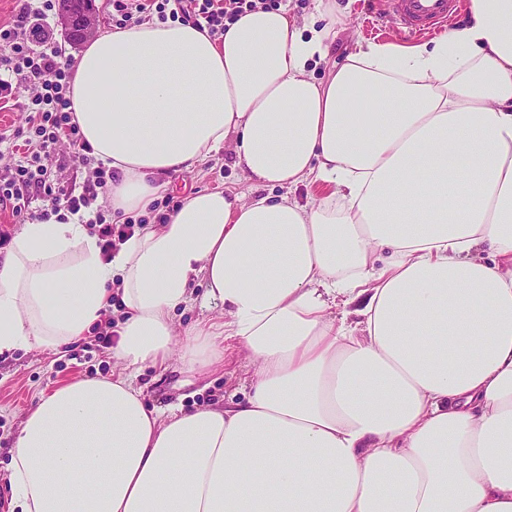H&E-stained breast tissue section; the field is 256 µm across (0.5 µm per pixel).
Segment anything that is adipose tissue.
Listing matches in <instances>:
<instances>
[{"instance_id": "obj_1", "label": "adipose tissue", "mask_w": 512, "mask_h": 512, "mask_svg": "<svg viewBox=\"0 0 512 512\" xmlns=\"http://www.w3.org/2000/svg\"><path fill=\"white\" fill-rule=\"evenodd\" d=\"M467 11L339 65L330 0L257 7L220 39L153 18L86 44L73 118L120 174L114 222L227 144L249 189L183 197L108 262L74 220L15 234L0 356L83 339L113 283L124 310L118 371L25 414L11 512H512V0ZM200 283L224 318L176 340ZM221 339L253 368L245 401L145 403L141 369L177 345L206 369Z\"/></svg>"}]
</instances>
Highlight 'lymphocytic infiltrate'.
Returning <instances> with one entry per match:
<instances>
[{
    "mask_svg": "<svg viewBox=\"0 0 512 512\" xmlns=\"http://www.w3.org/2000/svg\"><path fill=\"white\" fill-rule=\"evenodd\" d=\"M256 6V0H112V26L116 29L155 15L206 26L211 35H223L229 23ZM53 0H18L10 25L0 26V98L31 90L23 103L25 128L1 133L0 144L23 139L24 156L0 174V208L21 221H39L56 215L75 217L89 225L98 238L103 258H111L117 242L142 229V222L112 221L111 211L99 200L112 190L115 171L93 161L92 149L71 116L70 87L73 60L50 44L43 33L53 15ZM69 144L73 159L92 168L83 186L51 182L45 163L61 144Z\"/></svg>",
    "mask_w": 512,
    "mask_h": 512,
    "instance_id": "1",
    "label": "lymphocytic infiltrate"
}]
</instances>
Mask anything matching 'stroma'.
<instances>
[{
    "instance_id": "stroma-1",
    "label": "stroma",
    "mask_w": 512,
    "mask_h": 512,
    "mask_svg": "<svg viewBox=\"0 0 512 512\" xmlns=\"http://www.w3.org/2000/svg\"><path fill=\"white\" fill-rule=\"evenodd\" d=\"M336 37L330 59L338 62L358 46L374 41L400 46L421 44L418 36H404L395 19L385 12L383 0H335ZM173 199L193 191L247 190L242 170L235 166L230 151L223 150L203 167L190 173L172 175ZM114 362L111 349L99 346L95 334L67 346L57 354L23 348L0 357V512H8L9 482L4 466L12 436L23 414L50 385L80 375L111 376ZM251 366L243 354L229 348L223 361L206 371L191 369L180 359L168 367L144 368L137 385L152 407L163 411L191 409L244 399Z\"/></svg>"
}]
</instances>
